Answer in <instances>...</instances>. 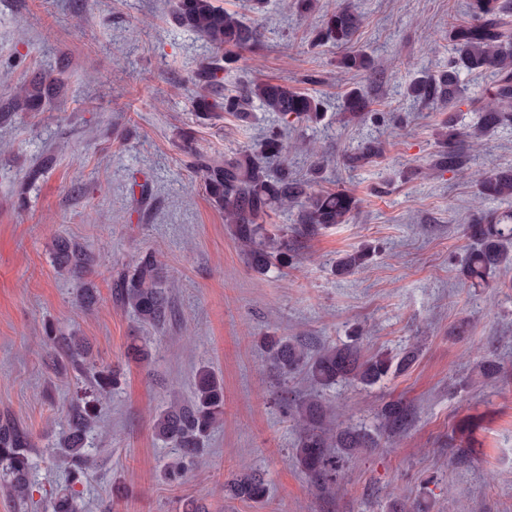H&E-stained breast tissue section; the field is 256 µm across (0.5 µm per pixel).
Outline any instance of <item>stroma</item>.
<instances>
[{
  "label": "stroma",
  "mask_w": 512,
  "mask_h": 512,
  "mask_svg": "<svg viewBox=\"0 0 512 512\" xmlns=\"http://www.w3.org/2000/svg\"><path fill=\"white\" fill-rule=\"evenodd\" d=\"M217 2L258 39L228 88L271 80L320 100L321 122L289 132L288 164L311 191H350L359 209L348 223L302 239L285 271L255 273L192 163L197 152L257 146L270 117L194 112L193 74L211 50L177 25L172 0H0V106L33 78L61 84L42 111L0 125V423L15 422L37 444L28 512H42L64 481L48 452L68 409L96 399L82 370L55 374L43 341L48 324L84 337L89 361L120 373L111 397L97 399L78 512H183L189 499L208 512H393L397 502L429 512H512V263L490 287L463 284L462 228L478 187L433 166L440 125L471 124L470 105L493 77L462 72L458 109L405 93L420 73L447 68L448 30L465 20L466 0H318L307 15L294 0H266L260 9L255 0ZM341 5L361 14L351 47L371 55L375 70L339 73V49L313 45L324 13ZM356 87L376 116L341 112ZM372 137L382 154L348 171L345 155ZM46 152L53 166L20 191ZM135 181L149 182L151 196L131 193ZM58 235L95 256L87 275L98 295L93 308L77 303L73 282L54 267ZM358 249L369 253L367 267L335 273L333 262ZM145 250L174 285L172 318L158 328L112 300L117 273ZM272 334L316 344L356 339L368 356L421 347L410 368L374 386L325 391L326 427L375 428L393 400L409 406L412 420L378 448L343 454L341 475L322 492L295 462L297 433L277 399L280 390L294 400L311 387L304 374L284 380L269 369L260 339ZM136 336L149 341V361L129 355ZM204 364L224 381V422L204 462L172 485L163 477L172 451L155 438L152 418L172 394L191 398ZM241 471L269 483L264 503L225 497V479Z\"/></svg>",
  "instance_id": "obj_1"
}]
</instances>
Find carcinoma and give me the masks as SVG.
Masks as SVG:
<instances>
[{"label":"carcinoma","instance_id":"carcinoma-1","mask_svg":"<svg viewBox=\"0 0 512 512\" xmlns=\"http://www.w3.org/2000/svg\"><path fill=\"white\" fill-rule=\"evenodd\" d=\"M470 20L452 26L449 40L453 56L448 68L436 74L416 78L406 94L418 101L444 103L456 107L462 102L460 71L489 70L494 74L492 87L475 109L469 137L475 140L489 132L512 126V21L507 19L502 0H468ZM176 23L199 34L213 50L194 77L202 92L192 99V107L202 116L217 112L232 115L241 121L249 118V105L258 101L261 109L273 115V123L256 148H246L222 157L194 154L193 168L199 174L211 204L223 214L245 255L258 274H265L272 264L282 268L291 265L294 249L288 243V228L272 233L264 224L271 211L286 215L297 212L294 231L316 233L331 225L345 224L359 207V200L346 190L311 193L307 182L293 176L288 169L289 129L312 122L320 116V103L313 96L286 85L257 81L239 90H221L223 77L238 69L242 52L255 46L253 29L242 17L215 3V0H175ZM361 23L360 17L345 7L324 15L317 40L337 46L347 45ZM344 71H361L373 67L363 53L349 51L338 61ZM55 91L53 83L40 77L15 94L0 109V124L8 122L17 112H37ZM373 102L360 89L349 91L343 111L358 118L372 111ZM461 133L445 123L437 131L439 151L434 167L469 174L476 178L478 198L509 204V208L481 212L473 223L464 226V234L473 241L461 264L462 279L471 288L488 286L489 276L509 258L512 248V170L474 171L470 158L459 144ZM382 151L381 142L369 139L345 157V164L354 170L372 162ZM53 261L57 272L73 281L79 304L90 307L97 302V293L85 276L94 264V257L82 243L58 238L53 243ZM362 251L348 253L336 261L335 270L342 274L365 265ZM116 305L133 313L140 323L159 326L171 311L170 291L161 275V262L151 252L142 253L134 267L118 275L114 288ZM48 340L62 346L67 358L74 360L88 353L84 339L72 334L50 336ZM267 363L283 380L304 373L316 394L295 405L285 406L286 414L299 432L296 447L298 465L311 485L324 487L336 473V457L327 448L336 445L346 451L377 446L371 431L353 426L337 430L329 437L320 430L326 407L319 391L337 383L348 382L372 386L392 373L403 371L415 359L410 352L397 365L390 359L362 355L352 345L309 346L301 340L283 336L261 338ZM93 382L102 398L118 385L116 371H94ZM96 412L88 403L71 405L66 415V429L61 432L52 451L53 457L65 464L69 485L57 490L46 504L45 512H75L72 486L81 482L90 463L88 432ZM224 420V383L207 366L195 375L193 395L184 401L173 396L167 406L154 416L155 437L175 451V458L165 470L171 483H181L206 455L205 445L214 429ZM411 420L408 408L400 401L388 403L381 414L380 428L390 432L405 428ZM34 442L29 433L15 424L0 425V489L23 503L30 496L34 469ZM227 488L233 497L246 502L262 503L269 487L255 473H243L232 479Z\"/></svg>","mask_w":512,"mask_h":512}]
</instances>
